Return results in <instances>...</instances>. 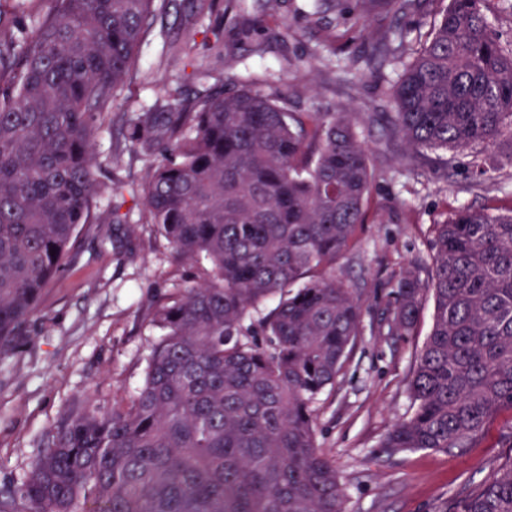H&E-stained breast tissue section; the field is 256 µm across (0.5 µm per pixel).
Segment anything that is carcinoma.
<instances>
[{
    "label": "carcinoma",
    "instance_id": "1",
    "mask_svg": "<svg viewBox=\"0 0 512 512\" xmlns=\"http://www.w3.org/2000/svg\"><path fill=\"white\" fill-rule=\"evenodd\" d=\"M215 0H193L192 24ZM486 0H336L396 21L439 5L431 38L394 85L389 136L419 154L496 147L512 167V42ZM168 0H0V349L31 318L80 225L106 191L95 134L165 28ZM410 29L375 43L400 63ZM128 120L125 141L156 159L145 219L210 278L156 310L162 337L145 380L112 409L70 410L0 512H344L311 404L336 383L370 306L336 276L363 221L374 172L351 112H291L284 97L212 91ZM431 278L406 270L378 331L412 334L411 414L387 457L477 444L512 411V201L460 208L434 226ZM271 297L276 306L255 321ZM453 512H512V462Z\"/></svg>",
    "mask_w": 512,
    "mask_h": 512
}]
</instances>
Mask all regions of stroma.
I'll return each instance as SVG.
<instances>
[{"label": "stroma", "mask_w": 512, "mask_h": 512, "mask_svg": "<svg viewBox=\"0 0 512 512\" xmlns=\"http://www.w3.org/2000/svg\"><path fill=\"white\" fill-rule=\"evenodd\" d=\"M191 0H171L166 35L151 33L139 73L114 101L95 139L96 178L117 184L118 221L84 224L61 274L46 288L23 335L0 354V493L21 485L70 409H110L143 383L153 345L152 319L176 289L202 281L205 264L177 259L144 218L140 186L151 159L126 146L127 119L144 106L165 105L168 91L194 99L206 91L248 86L280 94L295 112L361 113L360 138L375 171L364 222L336 262V272L366 302L386 294L412 268L428 278L433 227L461 206L493 207L512 192V167L483 180L471 174L478 154L431 151L412 159L390 142L384 126L396 68L369 63L372 45L392 17L374 11L369 22L314 14L310 0H242L193 26L181 25ZM223 39V51L213 44ZM185 52L172 59L164 40ZM433 321L424 299L413 335L381 336L365 316L335 386L312 405L316 440L331 458L346 493V512H445L501 465L512 461V413L501 412L471 448L376 455L382 436L410 412L409 382Z\"/></svg>", "instance_id": "obj_1"}]
</instances>
